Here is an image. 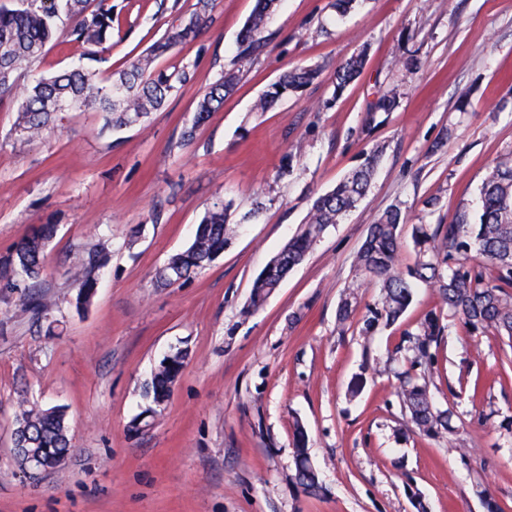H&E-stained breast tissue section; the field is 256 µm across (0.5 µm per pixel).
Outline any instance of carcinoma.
Returning a JSON list of instances; mask_svg holds the SVG:
<instances>
[{"label": "carcinoma", "mask_w": 512, "mask_h": 512, "mask_svg": "<svg viewBox=\"0 0 512 512\" xmlns=\"http://www.w3.org/2000/svg\"><path fill=\"white\" fill-rule=\"evenodd\" d=\"M279 0H256V7L240 35L238 57L256 58L264 50L263 36L268 19ZM215 0H196L194 11L179 17V24L155 40L129 64L100 76L94 63L112 38V0H11L0 4V104L16 103L13 134L34 140L55 125L58 114L94 108L103 119L101 131L142 125L196 79L195 65L186 63L169 71L157 61L180 44L195 39L198 30L212 19ZM86 49L85 61L53 76L28 77L59 37ZM364 54L350 58L336 68L334 93L341 94L360 74ZM318 65L287 69L256 99L255 112H268L284 98L303 91L320 75ZM239 72L227 69L197 100L192 121L185 125L181 141H191L197 129L221 109L224 97L234 91ZM397 104L393 91L381 92L371 103L362 132L369 134L379 112ZM383 148L377 146L364 161L349 172L332 190L312 203L299 230L271 259L255 279L250 307L260 308L280 286L288 273L301 264L315 243L332 225L339 224L368 192ZM478 221L458 210L451 221L412 225L414 261L407 270L399 268L402 227L408 215L400 204L389 206L370 226L365 241L353 258L359 275L373 278L378 299L367 314L356 319L358 287L345 291L336 310V323L358 320L359 332L372 336L382 324L397 321L407 310L417 283L433 288L437 304L403 334L396 352H405L408 368L397 374L399 404L405 424L429 438L453 431V409L434 407L429 377L435 367L432 349L448 331L449 319L463 321L469 334L493 333L512 342V152L500 155L480 190ZM232 201L216 202L207 208L189 245L171 254L158 270L156 281L170 287L214 261L235 233L231 221ZM56 225L40 224L0 259V281L4 287L28 296L27 311L39 320L49 305L37 292L41 287L46 250ZM476 250L481 264H470L468 253ZM107 262L101 243L79 252L72 261L70 279L76 290L75 304L86 308L95 295L98 274ZM170 364L160 362L147 388L154 406L167 404L180 376L187 352L173 353ZM15 447L42 453L46 464L55 468L72 454L65 411L60 407L42 409L23 401L14 432ZM295 480L310 495H320L322 486L307 451V437L301 425L295 428Z\"/></svg>", "instance_id": "obj_1"}]
</instances>
